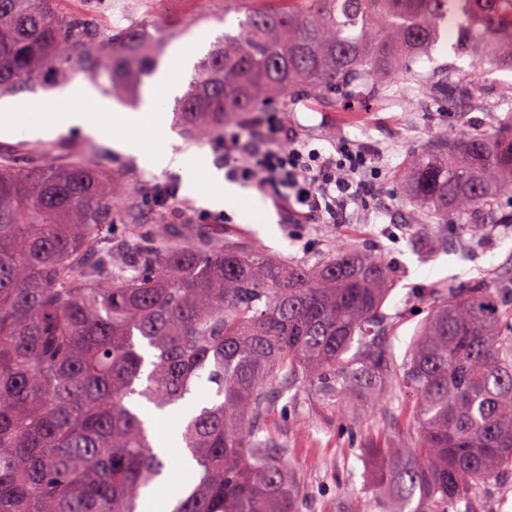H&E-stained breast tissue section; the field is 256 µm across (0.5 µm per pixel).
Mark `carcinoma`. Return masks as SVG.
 <instances>
[{
	"label": "carcinoma",
	"instance_id": "obj_1",
	"mask_svg": "<svg viewBox=\"0 0 512 512\" xmlns=\"http://www.w3.org/2000/svg\"><path fill=\"white\" fill-rule=\"evenodd\" d=\"M64 0H0V95L73 65L137 99L172 19L105 31ZM237 26L194 66L175 111L192 137L298 91L345 111L418 89L491 107L461 67L424 74L441 40L470 65L512 70L506 0H232ZM512 188V122L437 134L408 161L403 193L430 218L476 215ZM136 191L79 159L0 162V512H142L179 459L160 454L142 406L182 412L193 477L171 512H297L279 439L261 421L312 389L349 424L362 400L412 398L414 442L364 444L382 512H484L512 473V295L481 282L430 288L403 357L383 309L395 271L341 240L314 264L199 231L136 225ZM108 224H131L120 243Z\"/></svg>",
	"mask_w": 512,
	"mask_h": 512
}]
</instances>
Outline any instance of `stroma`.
<instances>
[{
  "mask_svg": "<svg viewBox=\"0 0 512 512\" xmlns=\"http://www.w3.org/2000/svg\"><path fill=\"white\" fill-rule=\"evenodd\" d=\"M71 12L92 18L100 29L125 27L160 16L183 20L184 25L172 32L169 43L178 45L192 37L204 36L205 42L195 53L203 55L207 45L224 32V0H159L156 9H147L141 0H68ZM93 81L80 68H73L66 79L47 76L43 87L21 88L16 94L0 99V107L24 101L51 102L69 90L92 86ZM503 112L468 109L463 101L437 111L430 98L417 95L414 106L378 100L365 109L350 112L332 108L323 100L306 95L291 99L288 111L276 109L253 112L248 124H225V134L249 136L256 128L294 131L299 140L316 146L331 147L349 140L367 149L376 158L382 175L372 181L361 199L349 205L339 224H295L274 202L273 187L262 188L241 173L224 165V146L212 140L195 141L182 137V149L204 151L224 179L258 197L273 223L244 221L238 212L225 211L218 222H205L208 208L196 198L178 192L168 201L166 213L170 223L192 218L194 223H208L212 233L234 235L271 255H282L305 262H315L328 247L342 238L356 246L384 254L395 266L394 290L386 310L398 314L393 331L396 353H404L417 326L427 315L417 309L414 298L426 288H461L485 282L500 288L512 283V191L498 199L494 213L476 215L483 224L480 235H471L466 220H449L445 224H419L412 204L402 195L409 156L427 145L438 132L461 130L489 132L496 129ZM33 146L34 156L47 161L66 163L75 160V148H83L105 171L138 178L145 194L140 208L143 227H153L158 209L154 194L157 187L181 183L171 171L155 172L145 168L138 157L116 151L103 140L77 131L49 138L24 139L23 135L0 134V154L11 155L20 142ZM401 416L383 401H367L354 427H346L335 410L318 403L303 390L286 393L274 413L264 420L268 431L288 444V459L301 487L299 512H336L337 498L357 505L360 512H378L375 494L368 483L370 464L357 458L356 450L364 439L389 435L392 444L403 442L401 431L393 424Z\"/></svg>",
  "mask_w": 512,
  "mask_h": 512,
  "instance_id": "1",
  "label": "stroma"
}]
</instances>
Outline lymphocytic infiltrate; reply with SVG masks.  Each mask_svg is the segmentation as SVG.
I'll return each mask as SVG.
<instances>
[{
  "instance_id": "f902f5d3",
  "label": "lymphocytic infiltrate",
  "mask_w": 512,
  "mask_h": 512,
  "mask_svg": "<svg viewBox=\"0 0 512 512\" xmlns=\"http://www.w3.org/2000/svg\"><path fill=\"white\" fill-rule=\"evenodd\" d=\"M224 161L256 177L260 187H275L276 205L297 224L341 223L348 206L379 173L373 155L353 144L341 142L326 152L283 131L229 137Z\"/></svg>"
}]
</instances>
